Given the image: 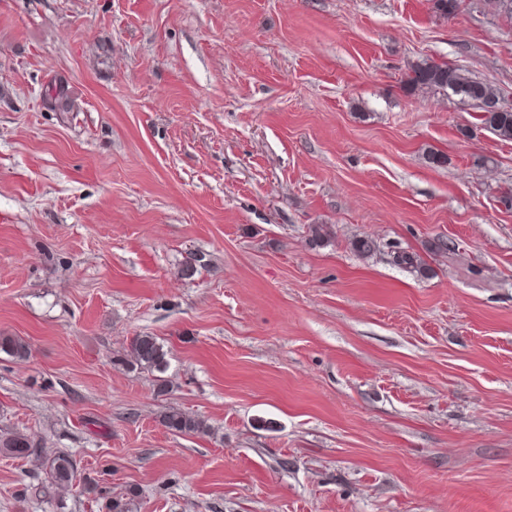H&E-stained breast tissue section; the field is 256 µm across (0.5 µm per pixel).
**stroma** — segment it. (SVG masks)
Here are the masks:
<instances>
[{"label": "stroma", "instance_id": "stroma-1", "mask_svg": "<svg viewBox=\"0 0 512 512\" xmlns=\"http://www.w3.org/2000/svg\"><path fill=\"white\" fill-rule=\"evenodd\" d=\"M424 59L512 103L484 0H0V512H512V141ZM407 87L412 92L440 90L458 96L460 101L471 103L481 111L479 120L483 129L501 140L512 141V105L510 109L491 108L492 104L501 102L499 91L468 77L461 68L424 59L411 65ZM132 365L137 369L163 372L168 364V350L156 336L141 333L130 344ZM159 422L168 431L177 434H205L210 430L204 419L175 409L160 415ZM33 441L21 431H12L0 436V452L15 458L28 457L33 448ZM76 461L68 453H58L46 463L48 488L54 489L59 498L74 486L77 479Z\"/></svg>", "mask_w": 512, "mask_h": 512}]
</instances>
